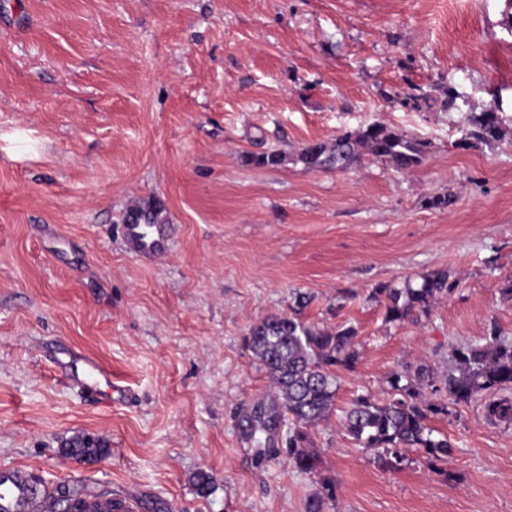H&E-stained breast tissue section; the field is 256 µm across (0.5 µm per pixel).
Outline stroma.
<instances>
[{
	"instance_id": "obj_1",
	"label": "stroma",
	"mask_w": 512,
	"mask_h": 512,
	"mask_svg": "<svg viewBox=\"0 0 512 512\" xmlns=\"http://www.w3.org/2000/svg\"><path fill=\"white\" fill-rule=\"evenodd\" d=\"M494 107L502 139L464 142ZM373 123L425 141L421 163L294 161ZM270 149L288 164L243 161ZM149 202L170 226L160 256L124 243ZM432 270L454 293L387 322L374 288ZM510 283L512 0H0V471L126 492L139 512H306L325 479L324 512H512V423L484 398L429 419L453 447L445 476L415 449L387 468L340 424L393 373L445 375L494 328L511 340ZM299 290L305 322L360 341L308 431L313 476L259 459L249 427L271 388L245 338ZM62 342L129 399L72 386L47 355ZM77 434L108 455L65 457Z\"/></svg>"
}]
</instances>
